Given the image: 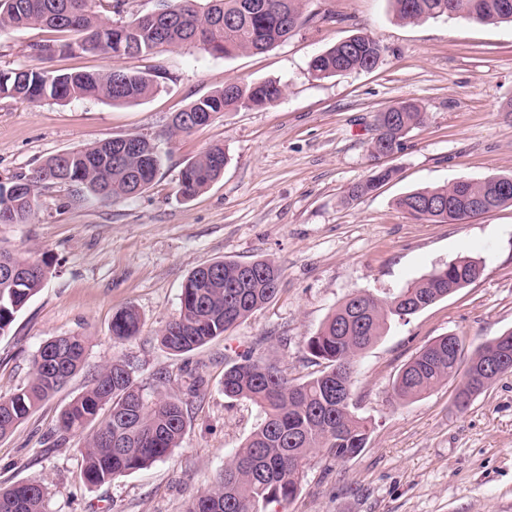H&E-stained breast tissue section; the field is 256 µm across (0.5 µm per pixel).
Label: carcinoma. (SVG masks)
I'll return each instance as SVG.
<instances>
[{
	"label": "carcinoma",
	"mask_w": 512,
	"mask_h": 512,
	"mask_svg": "<svg viewBox=\"0 0 512 512\" xmlns=\"http://www.w3.org/2000/svg\"><path fill=\"white\" fill-rule=\"evenodd\" d=\"M127 0H113L117 19L91 9L90 0H0V36L31 26L70 34L74 47L105 59L148 56L198 43L212 53L232 56L263 52L294 36L309 22L304 0H164L166 13L123 16ZM397 16L406 23L469 12L484 24L512 22V0H394ZM52 52L33 44L32 64L0 71V97L27 101H67L94 97L114 105L139 102L159 87L160 75L110 66L94 73L55 75L39 65ZM385 53L379 40L367 33L348 37L315 55L311 74L328 78L370 70ZM283 95L274 80L230 84L196 99L175 114L170 131L189 133L203 112L215 118L242 108H262ZM381 139L401 149V141L424 121L412 101H402L374 117ZM228 157L221 145L188 161L179 177V193L190 200L224 173ZM162 156L153 141L139 145L121 160L99 142L54 155L28 175L0 181V224H27L35 215L42 188L65 185L78 194L103 201H124L141 195L154 181ZM395 169L376 172L355 186L351 198H361L392 178ZM397 206L411 218L428 223L465 222L503 206H512V189L497 192L492 182L458 181L405 194ZM26 267L22 275L0 278V335L11 329L17 314L44 285L47 264L20 255L0 253ZM483 261L460 256L433 269L397 292L377 297L349 295L306 341L308 353L324 361V369L294 383L276 365L250 356L224 371V396L247 399L264 414L260 426L224 463L215 482L192 498L185 512H288L315 454L338 462L358 455L370 435L369 422L352 409V394L339 382L352 383L357 358L395 320L412 315L475 282ZM281 273L264 259L242 264L217 261L187 277L181 293V312L160 331L161 344L178 356L224 335L278 293ZM139 312L128 307L112 319V336L128 341L140 332ZM84 340L57 336L46 341L33 360L30 382L7 398L0 397V436L25 420L84 366ZM465 344L441 336L423 347L400 370L394 392L403 401L422 397L457 377L455 404L465 410L498 377L512 373V330L486 340L465 356ZM465 373H460L464 358ZM186 427L182 405L173 397L149 393L134 383L129 365L114 362L99 372L90 386L61 411L57 429L81 434L90 430L80 449L82 479L90 486L109 483L146 468L179 446ZM46 492L38 482L18 483L0 490V512H45Z\"/></svg>",
	"instance_id": "cac0c4a2"
}]
</instances>
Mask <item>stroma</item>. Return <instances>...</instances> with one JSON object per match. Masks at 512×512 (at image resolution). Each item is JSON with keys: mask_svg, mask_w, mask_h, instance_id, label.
I'll return each mask as SVG.
<instances>
[{"mask_svg": "<svg viewBox=\"0 0 512 512\" xmlns=\"http://www.w3.org/2000/svg\"><path fill=\"white\" fill-rule=\"evenodd\" d=\"M311 20L264 52L227 58L196 48L109 64L161 73L146 100L112 105L84 98L27 102L0 97V181L47 158L104 140L143 135L163 165L140 196L104 202L65 186L42 190L27 224L0 225V250L47 262L43 288L0 336V396L23 387L40 346L84 337L86 363L10 434L0 437V488L36 481L47 512H184L263 420L258 406L224 395L225 368L246 356L278 365L297 382L320 366L305 343L338 303L361 291L379 297L456 256L485 263L479 280L407 320L358 358L352 402L372 422L366 447L337 462L316 456L289 512H512V374L466 410L456 382L400 401L401 367L437 337L468 347L512 329V207L468 222L426 224L399 210L398 197L458 179L512 174V23L460 17L400 21L391 0H305ZM386 48L373 69L315 78L313 56L359 33ZM62 33L23 29L0 37V69L28 61L30 45ZM97 56L53 53L57 74L96 71ZM274 80L281 99L219 115L169 137L172 115L229 83ZM404 100L427 115L392 157L375 158L374 115ZM229 160L223 175L192 200L180 171L212 144ZM397 175L353 202L347 191L380 167ZM272 260L281 271L274 300L226 335L174 356L159 332L181 309L196 268L217 260ZM136 308L139 335L112 338V318ZM135 381L177 397L186 428L164 460L110 483L80 477L84 438L57 430L61 410L112 362Z\"/></svg>", "mask_w": 512, "mask_h": 512, "instance_id": "35a3bbf8", "label": "stroma"}]
</instances>
